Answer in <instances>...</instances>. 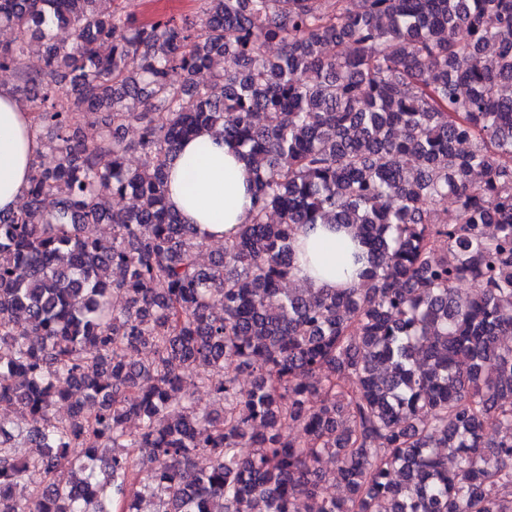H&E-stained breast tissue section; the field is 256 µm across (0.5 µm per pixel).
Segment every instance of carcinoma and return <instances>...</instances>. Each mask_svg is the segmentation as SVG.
Returning <instances> with one entry per match:
<instances>
[{"label": "carcinoma", "mask_w": 512, "mask_h": 512, "mask_svg": "<svg viewBox=\"0 0 512 512\" xmlns=\"http://www.w3.org/2000/svg\"><path fill=\"white\" fill-rule=\"evenodd\" d=\"M199 2L194 31L123 0H0V69L53 131L0 214V411L29 426L23 453L0 415V512H512V0ZM204 130L255 202L207 266L166 201L176 146ZM314 224L355 228L358 286L282 292Z\"/></svg>", "instance_id": "obj_1"}]
</instances>
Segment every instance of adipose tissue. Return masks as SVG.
Returning a JSON list of instances; mask_svg holds the SVG:
<instances>
[{"instance_id":"adipose-tissue-1","label":"adipose tissue","mask_w":512,"mask_h":512,"mask_svg":"<svg viewBox=\"0 0 512 512\" xmlns=\"http://www.w3.org/2000/svg\"><path fill=\"white\" fill-rule=\"evenodd\" d=\"M43 148L32 127L28 106L0 87V212L17 209L29 185L32 164ZM168 202L187 224L198 225L212 242L234 237L253 209L243 161L223 138L201 134L181 143L170 165ZM295 278L300 284L332 291L359 284L358 246L348 229L318 224L294 241Z\"/></svg>"}]
</instances>
